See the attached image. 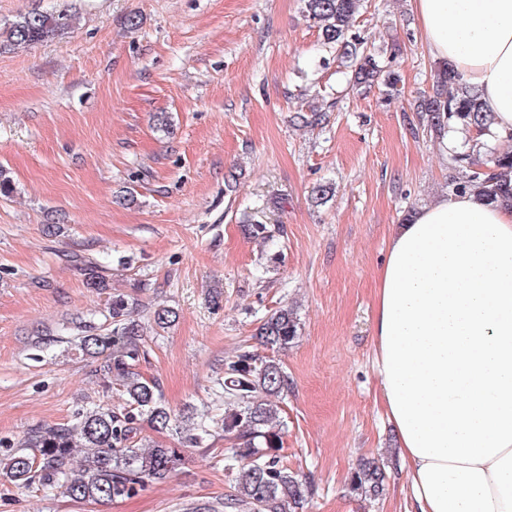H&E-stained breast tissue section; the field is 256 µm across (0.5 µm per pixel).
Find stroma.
<instances>
[{
	"label": "stroma",
	"mask_w": 512,
	"mask_h": 512,
	"mask_svg": "<svg viewBox=\"0 0 512 512\" xmlns=\"http://www.w3.org/2000/svg\"><path fill=\"white\" fill-rule=\"evenodd\" d=\"M32 10L72 23L0 51V166L13 181L0 195V437L122 405L70 348L79 324L109 327L113 294L145 324L177 310L149 331L140 370L173 409L206 405L218 419L209 389L225 357L290 304L301 331L280 354L284 454L311 481L305 512H413L372 366L390 239L408 210L452 192L442 142L415 110L437 68L412 0H360L353 20L398 75L393 92L350 87L302 0H0V27ZM298 112L326 119L306 127ZM320 183L335 189L321 206ZM128 192L134 203H116ZM245 224L268 225L272 241L248 239ZM87 261L104 287H87ZM229 448L216 436L165 482L104 508L0 480V512H224ZM364 457L386 465L376 501L347 489Z\"/></svg>",
	"instance_id": "obj_1"
}]
</instances>
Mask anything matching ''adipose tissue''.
Listing matches in <instances>:
<instances>
[{"label": "adipose tissue", "mask_w": 512, "mask_h": 512, "mask_svg": "<svg viewBox=\"0 0 512 512\" xmlns=\"http://www.w3.org/2000/svg\"><path fill=\"white\" fill-rule=\"evenodd\" d=\"M512 136V0H413ZM375 370L415 512H512V210L470 194L413 212L375 294Z\"/></svg>", "instance_id": "obj_1"}]
</instances>
